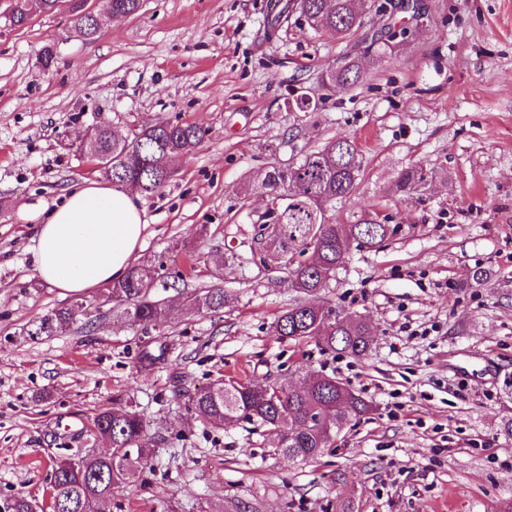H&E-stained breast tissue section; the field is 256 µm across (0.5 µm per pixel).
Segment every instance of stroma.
Listing matches in <instances>:
<instances>
[{
    "label": "stroma",
    "instance_id": "obj_1",
    "mask_svg": "<svg viewBox=\"0 0 512 512\" xmlns=\"http://www.w3.org/2000/svg\"><path fill=\"white\" fill-rule=\"evenodd\" d=\"M428 19L393 42L353 87L323 74L362 51L293 19L269 34L267 0H144L98 35L65 13L0 30V512L50 501L56 462L103 452L94 416L126 407L148 424L152 457L105 512H507L512 507V0H422ZM53 45L56 62L39 54ZM312 106L300 111L296 95ZM158 121L194 124L204 143L163 191L138 198L136 261L157 266L167 322L130 325L100 289L38 278L32 237L71 186L97 181L78 144L96 126L121 137ZM362 158L338 223L379 215L393 235L350 245L321 294L375 327L366 355H328L274 335L297 295L263 267L255 228L263 186L332 139ZM421 165L426 184L395 192ZM483 280H475L476 270ZM223 289L222 309L193 294ZM75 300L65 331L41 323ZM327 374L372 402L331 455L304 464L243 422L203 425L186 394L216 379L300 384Z\"/></svg>",
    "mask_w": 512,
    "mask_h": 512
}]
</instances>
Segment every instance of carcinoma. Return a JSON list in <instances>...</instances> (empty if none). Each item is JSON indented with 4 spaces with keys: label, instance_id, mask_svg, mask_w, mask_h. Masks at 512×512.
I'll list each match as a JSON object with an SVG mask.
<instances>
[{
    "label": "carcinoma",
    "instance_id": "1",
    "mask_svg": "<svg viewBox=\"0 0 512 512\" xmlns=\"http://www.w3.org/2000/svg\"><path fill=\"white\" fill-rule=\"evenodd\" d=\"M304 3L305 20L312 29H325L341 37L364 26L356 16L364 10L363 0H287L278 16L268 22L273 34L297 2ZM12 15L3 25L20 28L35 14L53 15L60 0H13ZM141 0H107L117 14H135ZM71 26L91 39L99 25L83 11V0H76L68 16ZM391 42L390 32L376 29L363 51L344 57L325 78L324 90L352 86L363 81L367 68L376 66ZM206 131L192 124L159 122L142 127L131 138H119L107 127L96 134V151L110 165L109 179L149 198L161 193L173 177L167 162L182 159L204 142ZM361 173L357 147L347 139L328 141L286 168L273 167L264 187L273 197L265 223L279 227L264 237L267 255L284 262L288 286L307 296L296 300L277 318L274 329L283 340L315 343L327 353L361 356L374 336L368 322L326 319L325 308L312 297L336 281L345 267L348 247L360 239L372 248L394 233L389 224L362 220L355 224H337L329 209L349 197L356 189ZM424 180L420 167L404 170L395 184L398 193H411ZM157 271L151 265H136L126 277L112 283L108 296L122 307L127 321L134 326L165 322L170 309L151 294ZM224 289L210 288L195 296L197 311H217L224 307ZM82 313L71 304L45 318L41 329L64 330ZM336 378L312 374L294 389L276 394V388L259 394L241 382L218 379L201 392L187 396V409L198 419L233 427L249 422L266 427L279 436L280 451L302 462L316 461L331 453L339 427L349 417L361 418L373 411L359 393L339 389ZM95 433L110 446L105 456L84 455L62 461L53 468L50 482L52 512H99L101 504L112 498L120 485L136 477L149 462L151 449L147 424L135 412L114 408L93 419Z\"/></svg>",
    "mask_w": 512,
    "mask_h": 512
}]
</instances>
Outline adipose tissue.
<instances>
[{
	"instance_id": "1",
	"label": "adipose tissue",
	"mask_w": 512,
	"mask_h": 512,
	"mask_svg": "<svg viewBox=\"0 0 512 512\" xmlns=\"http://www.w3.org/2000/svg\"><path fill=\"white\" fill-rule=\"evenodd\" d=\"M145 224L134 196L121 187L83 181L35 230L39 278L80 293L123 279Z\"/></svg>"
}]
</instances>
